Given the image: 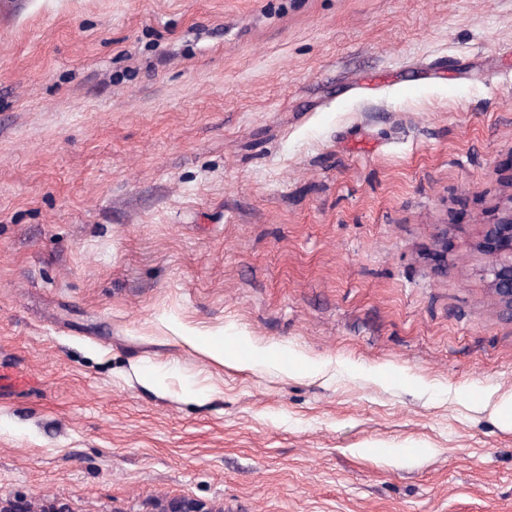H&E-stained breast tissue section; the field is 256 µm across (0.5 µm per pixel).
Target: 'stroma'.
Listing matches in <instances>:
<instances>
[{"mask_svg": "<svg viewBox=\"0 0 512 512\" xmlns=\"http://www.w3.org/2000/svg\"><path fill=\"white\" fill-rule=\"evenodd\" d=\"M511 199L512 0H0V498L512 512ZM482 248L490 257L487 269L492 295L512 317V208L499 222L483 225Z\"/></svg>", "mask_w": 512, "mask_h": 512, "instance_id": "obj_1", "label": "stroma"}]
</instances>
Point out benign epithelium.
Segmentation results:
<instances>
[{"label":"benign epithelium","mask_w":512,"mask_h":512,"mask_svg":"<svg viewBox=\"0 0 512 512\" xmlns=\"http://www.w3.org/2000/svg\"><path fill=\"white\" fill-rule=\"evenodd\" d=\"M482 248L489 256L487 275L492 295L512 316V209L499 222L483 225ZM166 512H210L212 504L185 498L164 501Z\"/></svg>","instance_id":"benign-epithelium-1"}]
</instances>
